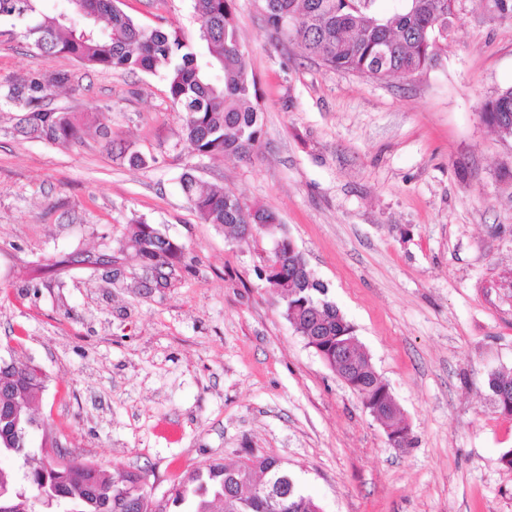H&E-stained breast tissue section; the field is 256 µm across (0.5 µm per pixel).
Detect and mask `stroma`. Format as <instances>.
I'll return each instance as SVG.
<instances>
[{
	"label": "stroma",
	"instance_id": "35a3bbf8",
	"mask_svg": "<svg viewBox=\"0 0 512 512\" xmlns=\"http://www.w3.org/2000/svg\"><path fill=\"white\" fill-rule=\"evenodd\" d=\"M148 27L195 38L191 0H122ZM262 95L255 155L201 157L156 76L34 56L0 24V75L71 76L49 105L65 146L0 112V345L46 375L44 427L76 457L139 470L158 508L183 477L253 452L284 461L324 512H512V416L491 375L512 371V144L481 103L512 86V14L457 0L441 66L378 81L280 38L235 0ZM149 156L130 166L121 148ZM274 211L353 325L413 445L384 428L282 314L272 246L201 221L185 171ZM142 220L181 243L168 287L116 254Z\"/></svg>",
	"mask_w": 512,
	"mask_h": 512
}]
</instances>
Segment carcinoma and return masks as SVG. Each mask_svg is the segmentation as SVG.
Returning a JSON list of instances; mask_svg holds the SVG:
<instances>
[{
    "instance_id": "obj_1",
    "label": "carcinoma",
    "mask_w": 512,
    "mask_h": 512,
    "mask_svg": "<svg viewBox=\"0 0 512 512\" xmlns=\"http://www.w3.org/2000/svg\"><path fill=\"white\" fill-rule=\"evenodd\" d=\"M43 0H0V22L20 25L22 37L38 55L64 54L99 69L141 71L160 77L168 97L184 112L179 142L192 154L207 157L249 156L258 148L262 112L258 83L236 23L234 0H192L199 22L198 38L179 29L148 28L120 7V0H60L52 14ZM268 25L295 20L285 33L331 70L357 73L374 80L415 76L440 65L454 29L456 13L448 0H394L392 10L379 12L380 0H261ZM70 83L67 72L46 78L0 76V110L18 112L20 133L64 145L76 139L79 127L70 112L47 104L53 90ZM485 121L499 135L512 139V87L498 91L482 105ZM181 189L200 219L224 228L240 239L250 224L275 241L281 273L267 278L273 291L280 279L290 282L291 298L283 301L284 316L308 345L327 347L329 365L342 380L373 400L385 390L371 357L354 336L353 326L338 315L328 289L317 281L300 251L279 234L277 215L264 206H247L230 192L219 190L191 172L183 173ZM120 250L132 251L140 263L161 272L174 268L182 245L163 240L159 230L141 220L128 225ZM358 362L336 359V337ZM13 366L0 368V409H19L0 424L10 436L0 437V455L28 461L31 434L39 428L35 404L45 378L34 365L9 358ZM40 465L17 477L0 466V498L26 504L65 503V512H139L138 501L148 495L145 476L116 468L108 472L89 461L62 463L65 448L41 446ZM293 477L282 461L262 455L238 461L211 462L190 473L171 491L180 512H316L319 504L297 481L284 484L281 498L270 505L255 491L261 476Z\"/></svg>"
}]
</instances>
